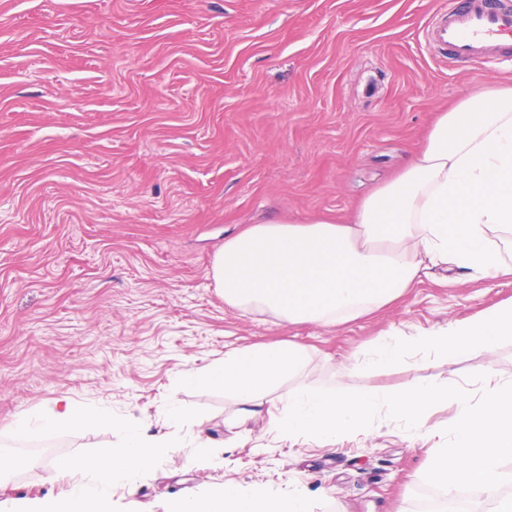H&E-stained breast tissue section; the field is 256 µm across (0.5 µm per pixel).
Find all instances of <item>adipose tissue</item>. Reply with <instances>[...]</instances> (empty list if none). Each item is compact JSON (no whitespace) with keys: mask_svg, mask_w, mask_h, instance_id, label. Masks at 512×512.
<instances>
[{"mask_svg":"<svg viewBox=\"0 0 512 512\" xmlns=\"http://www.w3.org/2000/svg\"><path fill=\"white\" fill-rule=\"evenodd\" d=\"M512 230V87L471 95L441 113L424 149L395 179L363 199L349 222L323 219L251 225L225 241L209 277L225 305L269 314L288 324L323 327L355 320L421 282L430 267L453 265L485 278L512 272L490 242V226ZM512 336V304L473 321L453 322L429 335L382 337L368 363L384 368L410 349L448 358L489 352ZM305 353L296 343L228 350L205 374L180 373L254 405L288 376L299 374ZM170 446L129 430L124 444L91 456L56 459L69 477L64 498L33 507L0 502V512H109L104 491L131 485ZM167 512H310L302 489L275 495L227 484L173 500Z\"/></svg>","mask_w":512,"mask_h":512,"instance_id":"obj_1","label":"adipose tissue"}]
</instances>
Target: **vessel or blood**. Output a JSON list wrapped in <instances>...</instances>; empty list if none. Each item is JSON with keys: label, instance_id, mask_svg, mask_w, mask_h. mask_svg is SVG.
I'll use <instances>...</instances> for the list:
<instances>
[{"label": "vessel or blood", "instance_id": "obj_1", "mask_svg": "<svg viewBox=\"0 0 512 512\" xmlns=\"http://www.w3.org/2000/svg\"><path fill=\"white\" fill-rule=\"evenodd\" d=\"M512 37V8L499 0H458L433 31L435 41L446 44L460 66L502 47Z\"/></svg>", "mask_w": 512, "mask_h": 512}]
</instances>
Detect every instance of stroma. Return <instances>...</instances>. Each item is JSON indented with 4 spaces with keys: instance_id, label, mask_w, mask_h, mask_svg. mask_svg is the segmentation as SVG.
I'll list each match as a JSON object with an SVG mask.
<instances>
[{
    "instance_id": "35a3bbf8",
    "label": "stroma",
    "mask_w": 512,
    "mask_h": 512,
    "mask_svg": "<svg viewBox=\"0 0 512 512\" xmlns=\"http://www.w3.org/2000/svg\"><path fill=\"white\" fill-rule=\"evenodd\" d=\"M448 0H0V501L64 497L52 459L121 447L128 427L174 444L112 512H165L215 484L299 487L311 512H426L424 476L456 413L416 432L379 411L333 443L270 432L261 399L177 386L243 345L292 341L301 381L395 392L430 380L479 395L512 379V339L455 358L364 365L382 336H425L512 302V274L433 269L338 327L225 305L208 273L265 221L347 219L398 176L440 113L512 85V56L453 63L432 30ZM186 420H166L170 399ZM70 402L87 416L39 439L15 424Z\"/></svg>"
}]
</instances>
